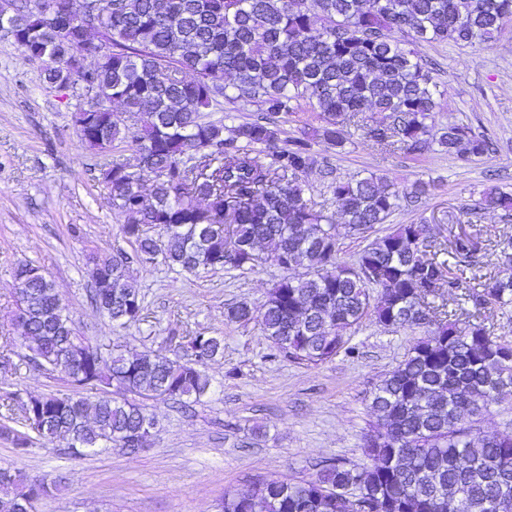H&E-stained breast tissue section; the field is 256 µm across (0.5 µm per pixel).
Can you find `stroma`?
<instances>
[{
    "mask_svg": "<svg viewBox=\"0 0 512 512\" xmlns=\"http://www.w3.org/2000/svg\"><path fill=\"white\" fill-rule=\"evenodd\" d=\"M405 46L433 69L443 107L435 126L463 125L485 137L484 155L462 160L432 150L410 155L382 150L361 131L344 147L311 142L303 179L307 197L331 223L343 225L332 184L377 175L404 185L432 183L429 195L401 201L387 221L429 224L439 260L454 236L481 234L486 248L476 274L493 269L495 240L512 237V212L480 209L483 190H512V24L492 41L471 46L405 38ZM44 65L11 46L0 32V384L21 395L68 391L59 373L21 364L22 338L12 322L15 269L39 265L54 281L79 335L128 351L165 350L182 357V336L224 339V356L206 370L213 391L181 409L149 400L159 432L139 452L119 447L69 454L60 439H35L17 455L0 437V467L28 477L61 480L37 512H220L226 491L248 489L259 477L310 479L323 461L365 464V437L374 426L369 395L410 352L423 332L371 322L350 330L346 350L331 360L299 364L273 354L258 322L230 323L227 307L260 305L282 270L269 262L255 271L189 275L157 262L133 265L143 319L124 330L90 302L91 258L127 248L123 216L99 182L107 163L138 165L125 145L100 153L80 146L72 122L76 100L46 84Z\"/></svg>",
    "mask_w": 512,
    "mask_h": 512,
    "instance_id": "obj_1",
    "label": "stroma"
}]
</instances>
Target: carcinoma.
<instances>
[{
    "label": "carcinoma",
    "mask_w": 512,
    "mask_h": 512,
    "mask_svg": "<svg viewBox=\"0 0 512 512\" xmlns=\"http://www.w3.org/2000/svg\"><path fill=\"white\" fill-rule=\"evenodd\" d=\"M12 45L40 55L44 80H61L77 99L73 124L81 143L98 152L127 143L142 169L154 174L150 195L140 176L113 162L102 184L125 217L132 252L99 256L107 269L94 281L95 307L121 328L141 320L143 301L117 256L148 264L156 258L194 274L199 270L253 271L257 247L285 259V275L258 307L227 310L235 323L259 322L272 348L297 363L319 364L347 343L338 329L372 317L384 326L422 328L425 336L371 393L376 427L363 445L362 467L326 463L316 476L285 484L270 479L253 498L224 494V512H512V436H473V425L493 403L512 400V336L482 322L458 323L435 312L438 289L461 292L476 311L512 303V240L498 244V273L476 285L431 252L428 224H401L374 238L354 263L341 257V233L304 198L301 176L311 165L306 138L280 140L272 118L307 109L318 113V135L343 147L355 121L370 141L421 155L436 145L460 159L484 154L488 142L465 127L426 124L440 109L428 66L401 47L398 35L467 46L488 42L512 22V0H102L99 39L83 44L45 14L78 16L79 0H15ZM107 60L88 71L71 67L77 54ZM252 105L265 119L227 128L207 119L224 102ZM137 116L127 133L112 105ZM364 112H391L394 127L371 128ZM262 148L265 157L255 154ZM428 185L401 193L381 177L334 185L344 230L365 235L386 223L400 197L417 198ZM483 209L512 210V193H482ZM159 228L156 237L145 226ZM233 248L225 249L226 238ZM480 237L451 241L457 263L471 265ZM16 299L15 321L24 336L27 365L55 371L61 356L72 364L64 379L100 391L90 401L75 394L30 395L21 425H0L22 456L33 437H56L68 447L120 444L155 420L128 393L161 392L198 403L211 389L207 362L224 340L187 339L195 360L159 351L108 353L78 336L54 282L29 279ZM302 268V277L287 275ZM58 489L48 476L29 479L0 467V512H33Z\"/></svg>",
    "instance_id": "cac0c4a2"
}]
</instances>
